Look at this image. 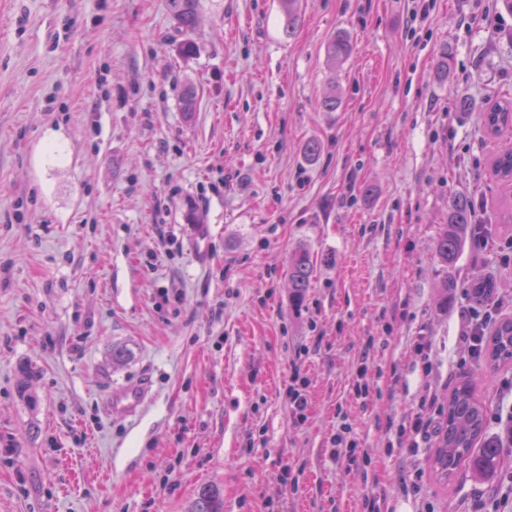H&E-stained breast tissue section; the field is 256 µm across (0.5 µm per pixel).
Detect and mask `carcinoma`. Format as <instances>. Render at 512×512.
I'll use <instances>...</instances> for the list:
<instances>
[{
  "instance_id": "obj_1",
  "label": "carcinoma",
  "mask_w": 512,
  "mask_h": 512,
  "mask_svg": "<svg viewBox=\"0 0 512 512\" xmlns=\"http://www.w3.org/2000/svg\"><path fill=\"white\" fill-rule=\"evenodd\" d=\"M198 0H170L172 14L179 27L189 33L197 22ZM350 52V44L336 35L327 44V58L336 65ZM480 121L492 137L512 130V101L503 100L480 110ZM492 171L501 182L512 183V146L498 152L492 161ZM475 203L465 194L448 196V223L439 233L435 258L447 269L454 267L463 246L469 241L475 224ZM313 265L304 251L295 253L288 266L293 288V300L301 304L310 288ZM469 296L476 303L494 298L497 279L475 274L468 284ZM484 361L498 368L512 363V317H503L492 326L486 337ZM487 406L475 393L474 384L463 378L457 382L443 405V420L439 440L431 464L438 481L446 485L456 476L459 467L467 464L473 476L487 480L501 465L499 441L486 433ZM188 512H224V497L220 488L209 486L198 494Z\"/></svg>"
}]
</instances>
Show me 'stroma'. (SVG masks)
Returning a JSON list of instances; mask_svg holds the SVG:
<instances>
[{"instance_id": "stroma-1", "label": "stroma", "mask_w": 512, "mask_h": 512, "mask_svg": "<svg viewBox=\"0 0 512 512\" xmlns=\"http://www.w3.org/2000/svg\"><path fill=\"white\" fill-rule=\"evenodd\" d=\"M340 32L351 53L333 68ZM503 99L498 0H300L290 34L279 0H199L185 35L169 0H0V512H187L211 485L224 512H362L370 489L384 512H474L487 496L512 512V447L490 484L464 467L443 487L435 440L412 451L393 429L429 392L440 416L460 377L491 410L512 379L457 339L473 274L512 292L496 249L512 185L488 175L502 142L479 119ZM452 193L479 203L494 246H466L445 303L433 254ZM299 250L314 276L298 306ZM116 344L131 352L119 366ZM144 380L143 412L113 413V392ZM345 422L365 470L329 455ZM313 265L304 251L295 253L288 266V276L293 288V300L300 305L311 284Z\"/></svg>"}]
</instances>
